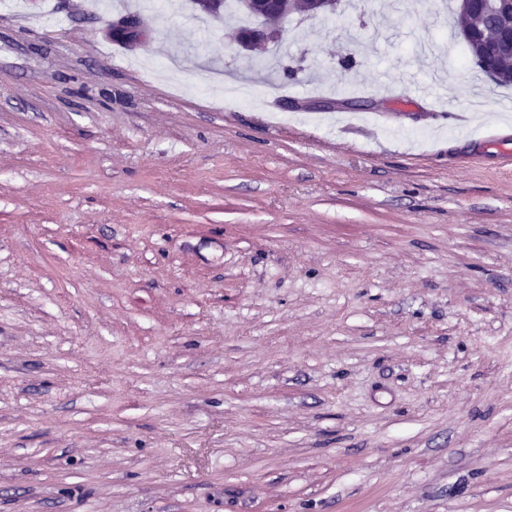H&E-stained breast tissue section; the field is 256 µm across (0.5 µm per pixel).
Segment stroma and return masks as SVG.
Masks as SVG:
<instances>
[{
    "label": "stroma",
    "mask_w": 512,
    "mask_h": 512,
    "mask_svg": "<svg viewBox=\"0 0 512 512\" xmlns=\"http://www.w3.org/2000/svg\"><path fill=\"white\" fill-rule=\"evenodd\" d=\"M455 6L0 0V512H512V86ZM283 0H244L246 9L258 19H266L271 15H279L283 13L280 3ZM279 17H270L268 22L276 21ZM112 33L129 44L142 42L141 29L138 18L125 16L112 23Z\"/></svg>",
    "instance_id": "35a3bbf8"
}]
</instances>
